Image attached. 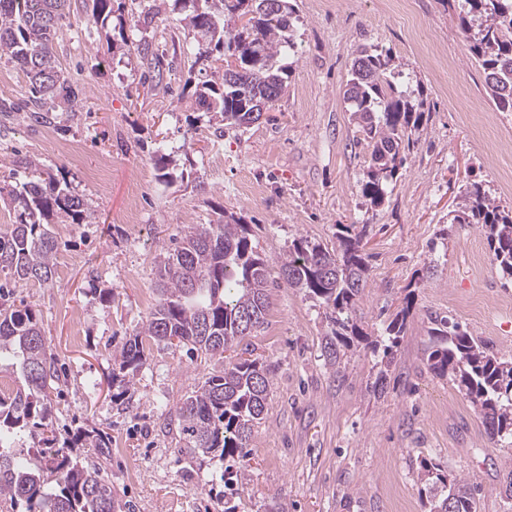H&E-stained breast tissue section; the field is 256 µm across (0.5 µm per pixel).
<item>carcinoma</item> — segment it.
<instances>
[{
	"instance_id": "obj_1",
	"label": "carcinoma",
	"mask_w": 512,
	"mask_h": 512,
	"mask_svg": "<svg viewBox=\"0 0 512 512\" xmlns=\"http://www.w3.org/2000/svg\"><path fill=\"white\" fill-rule=\"evenodd\" d=\"M181 2L188 11L184 28L194 38L189 45L193 64L209 61L216 52L224 57V81L197 84L196 109L214 112L228 125L258 120L252 116L257 104L276 102L289 78L278 58L293 46L294 5L281 0L283 11L272 17L260 10L261 0ZM67 8L68 0H0V58L23 71L35 107L59 96L69 102L78 94L55 55ZM458 18L488 96L498 111L512 112V0H463ZM396 68L392 55L361 45L344 89L363 141L371 148L362 191L375 206L384 201L385 183L402 164L422 122L423 103L414 104L396 90ZM9 197L16 221L0 229V272L11 276L0 283V371H11L19 385L0 396V512H122L128 504L112 494V482L104 476L112 454L108 434L78 432L56 445L51 395L61 382L58 359L46 344L36 312L4 293L30 281L51 283L58 242L48 224L63 217L89 224L93 212L52 175L22 183ZM450 223L476 225L493 262L512 276V211L495 205L480 183L466 186L463 204L453 211ZM364 233L352 225L340 226L334 249L302 236L280 257L285 284L321 300L328 310L322 356L331 367L340 348L364 340L357 324L370 277ZM156 292L158 300L146 324L114 356L115 377L127 386L145 362V336L167 343L175 339L190 352L222 358L261 328L268 309V264L252 246L249 225L196 224L158 262ZM412 305V297H406L389 322L391 344L403 336ZM430 323L428 369L452 376L481 417L489 440L512 438V358L498 356L444 318L432 317ZM270 382L265 361L224 362L179 408L188 440L185 452L246 457L244 448L266 410ZM18 437L50 451L19 458L9 451ZM79 446L92 449V463L74 457ZM418 477L428 512H477V487L466 479L426 459L420 462Z\"/></svg>"
}]
</instances>
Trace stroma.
I'll list each match as a JSON object with an SVG mask.
<instances>
[{"label":"stroma","instance_id":"35a3bbf8","mask_svg":"<svg viewBox=\"0 0 512 512\" xmlns=\"http://www.w3.org/2000/svg\"><path fill=\"white\" fill-rule=\"evenodd\" d=\"M287 88L261 118L222 126L192 105L197 73L174 0H114L106 24L89 0H72L55 50L76 103L24 104L28 80L0 60V227L13 223L8 190L54 174L94 213L89 224H55L52 285L17 288L38 313L66 375L54 399L58 437L101 428L114 451L106 474L133 512H425L421 458L480 487L477 512H512L501 496L512 441H488L482 420L451 377L426 366L430 319L459 324L512 357V277L493 263L476 226L452 224L466 183H481L511 208L512 112L496 111L468 52L455 6L442 0H293ZM158 11L142 25L145 6ZM143 37L172 57L165 86L144 83L129 52ZM367 45L402 63L397 84L422 103L418 140L371 205L361 187L370 151L343 98L353 54ZM166 156L159 168L156 159ZM108 165V184L92 171ZM140 170L131 193L127 168ZM137 206L138 219L125 215ZM231 214L250 227L268 263L267 319L245 348L271 364L264 418L249 440L246 480L225 491L226 463L189 458L180 431L183 400L224 363L180 344L147 343L146 362L125 393L111 382L117 346L145 325L156 302L155 260L189 224ZM366 225L371 277L361 298L366 341L338 368L321 356L327 332L320 300L288 287L278 260L294 239L335 247L342 225ZM433 275H426V268ZM413 295L404 337L385 357V329ZM386 387L373 394L379 371Z\"/></svg>","mask_w":512,"mask_h":512}]
</instances>
